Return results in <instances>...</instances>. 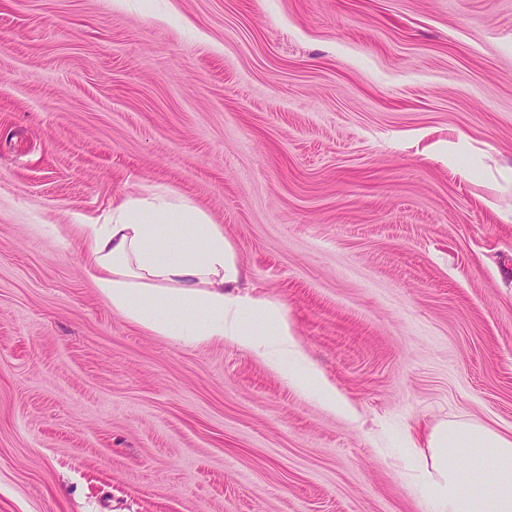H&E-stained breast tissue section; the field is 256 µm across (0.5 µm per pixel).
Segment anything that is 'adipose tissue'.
I'll use <instances>...</instances> for the list:
<instances>
[{"mask_svg": "<svg viewBox=\"0 0 512 512\" xmlns=\"http://www.w3.org/2000/svg\"><path fill=\"white\" fill-rule=\"evenodd\" d=\"M87 271L114 309L162 336L228 339L271 360L294 356L281 307L241 293L244 268L220 225L191 200L163 191L128 195L83 225ZM187 313L200 323L184 321ZM419 483L431 512H512V435L473 421L436 424ZM482 464L464 478L459 457Z\"/></svg>", "mask_w": 512, "mask_h": 512, "instance_id": "adipose-tissue-1", "label": "adipose tissue"}]
</instances>
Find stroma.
<instances>
[{
  "mask_svg": "<svg viewBox=\"0 0 512 512\" xmlns=\"http://www.w3.org/2000/svg\"><path fill=\"white\" fill-rule=\"evenodd\" d=\"M155 188L353 417L100 295ZM452 420L512 430V0H0V512H428Z\"/></svg>",
  "mask_w": 512,
  "mask_h": 512,
  "instance_id": "35a3bbf8",
  "label": "stroma"
}]
</instances>
